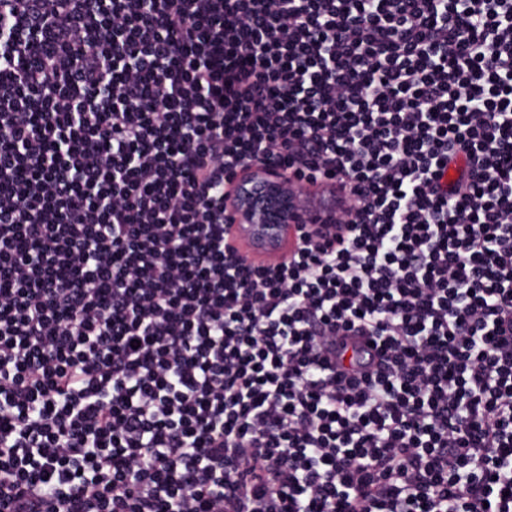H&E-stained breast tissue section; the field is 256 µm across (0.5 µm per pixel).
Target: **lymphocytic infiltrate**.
<instances>
[{"label":"lymphocytic infiltrate","instance_id":"obj_1","mask_svg":"<svg viewBox=\"0 0 512 512\" xmlns=\"http://www.w3.org/2000/svg\"><path fill=\"white\" fill-rule=\"evenodd\" d=\"M0 512H512V0H0ZM305 195L272 161L249 165L234 181L224 185V198L234 224L232 236L272 258L278 255L287 226L332 224L335 206L325 211L311 210L305 204Z\"/></svg>","mask_w":512,"mask_h":512}]
</instances>
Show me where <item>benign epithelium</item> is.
I'll list each match as a JSON object with an SVG mask.
<instances>
[{"label":"benign epithelium","instance_id":"7a95c632","mask_svg":"<svg viewBox=\"0 0 512 512\" xmlns=\"http://www.w3.org/2000/svg\"><path fill=\"white\" fill-rule=\"evenodd\" d=\"M305 195L272 161L249 165L234 181L224 185L232 236L272 258L278 255L287 226L333 223L336 208L312 210L305 204Z\"/></svg>","mask_w":512,"mask_h":512}]
</instances>
